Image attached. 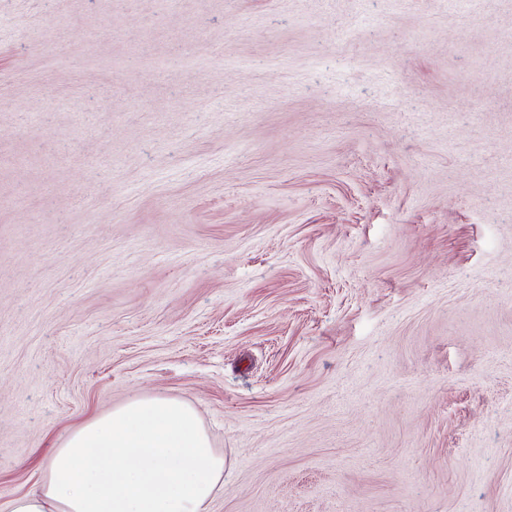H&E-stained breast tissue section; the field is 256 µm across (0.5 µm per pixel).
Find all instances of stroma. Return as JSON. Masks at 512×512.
Returning <instances> with one entry per match:
<instances>
[{
    "mask_svg": "<svg viewBox=\"0 0 512 512\" xmlns=\"http://www.w3.org/2000/svg\"><path fill=\"white\" fill-rule=\"evenodd\" d=\"M153 394L212 512H512V0H0V503Z\"/></svg>",
    "mask_w": 512,
    "mask_h": 512,
    "instance_id": "stroma-1",
    "label": "stroma"
}]
</instances>
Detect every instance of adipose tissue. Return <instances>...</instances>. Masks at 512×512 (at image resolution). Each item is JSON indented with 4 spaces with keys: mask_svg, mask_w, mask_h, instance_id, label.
<instances>
[{
    "mask_svg": "<svg viewBox=\"0 0 512 512\" xmlns=\"http://www.w3.org/2000/svg\"><path fill=\"white\" fill-rule=\"evenodd\" d=\"M223 484L224 458L195 409L147 395L69 433L0 512H209Z\"/></svg>",
    "mask_w": 512,
    "mask_h": 512,
    "instance_id": "obj_1",
    "label": "adipose tissue"
}]
</instances>
